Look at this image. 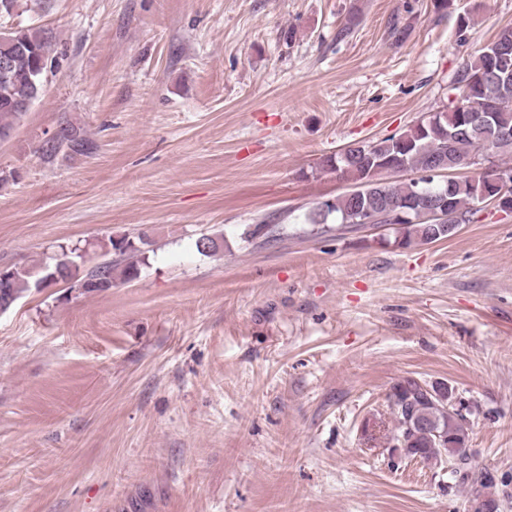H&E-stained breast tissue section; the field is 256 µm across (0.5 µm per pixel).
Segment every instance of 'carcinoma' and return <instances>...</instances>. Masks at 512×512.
Instances as JSON below:
<instances>
[{
    "instance_id": "cac0c4a2",
    "label": "carcinoma",
    "mask_w": 512,
    "mask_h": 512,
    "mask_svg": "<svg viewBox=\"0 0 512 512\" xmlns=\"http://www.w3.org/2000/svg\"><path fill=\"white\" fill-rule=\"evenodd\" d=\"M16 42L12 66L0 77V131L17 127L25 117L16 105H34L42 96L47 73L59 68L54 55L55 36L49 30L17 28L10 32ZM457 97L444 111L422 117L413 127L382 140L353 143L328 156L323 166L341 179L360 186L364 196L357 200L346 193L320 202L308 215L312 224L334 221L336 231L352 233L372 215L384 217L393 226L394 243L399 247L429 244L448 239L458 228L428 222H403L395 216L418 194L431 202L443 195L448 212L457 224L478 221L483 197L499 192L512 195V166L492 168L470 176L453 172L478 164L476 157L512 156V27H504L497 37L477 50L472 62L458 76ZM56 134L58 147L44 141L38 152L43 162L59 158L75 160L95 153L96 143L82 128L63 120ZM396 163L402 170H415L418 176L387 182L378 171V161ZM441 167L452 173L445 181L426 178V173ZM115 257L85 270L70 256L61 254L56 262L59 280L87 292L112 288V272L122 268L129 280L138 273L140 248L127 238L111 242ZM36 272L13 267L6 291L0 293V308L8 310L34 285ZM453 399L445 385L426 384L407 377L397 382L388 394L396 423L390 439L391 453L426 463L446 457L452 462L451 476L467 488L468 508L489 504L500 512L503 500L496 494V477L473 464L468 451L470 406Z\"/></svg>"
}]
</instances>
